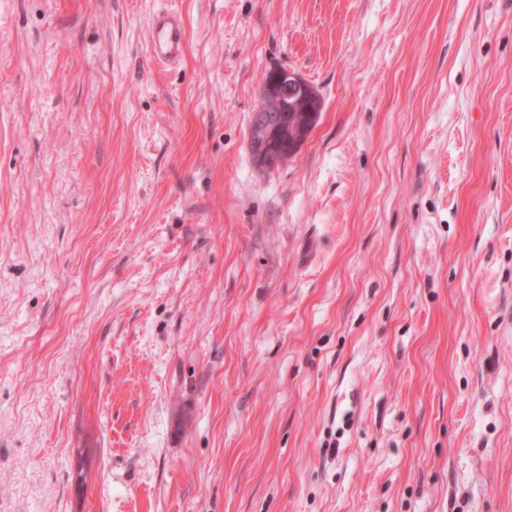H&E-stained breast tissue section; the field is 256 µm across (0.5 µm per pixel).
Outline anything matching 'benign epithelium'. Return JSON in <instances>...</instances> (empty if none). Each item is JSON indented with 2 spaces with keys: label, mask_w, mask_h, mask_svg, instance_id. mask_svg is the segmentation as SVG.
Segmentation results:
<instances>
[{
  "label": "benign epithelium",
  "mask_w": 512,
  "mask_h": 512,
  "mask_svg": "<svg viewBox=\"0 0 512 512\" xmlns=\"http://www.w3.org/2000/svg\"><path fill=\"white\" fill-rule=\"evenodd\" d=\"M265 107L251 115L249 145L257 164L286 160L308 139L322 110L316 89L298 73L284 69L264 81Z\"/></svg>",
  "instance_id": "1"
}]
</instances>
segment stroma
<instances>
[{
  "label": "stroma",
  "instance_id": "35a3bbf8",
  "mask_svg": "<svg viewBox=\"0 0 512 512\" xmlns=\"http://www.w3.org/2000/svg\"><path fill=\"white\" fill-rule=\"evenodd\" d=\"M0 512H512V0H0ZM152 33V59L172 63L182 56L185 29L180 16L173 12L154 13L149 20ZM260 97L265 107L251 115L249 145L257 164L270 168L276 164L273 156L285 161L308 139L322 110V100L309 82L288 69L265 80Z\"/></svg>",
  "mask_w": 512,
  "mask_h": 512
}]
</instances>
